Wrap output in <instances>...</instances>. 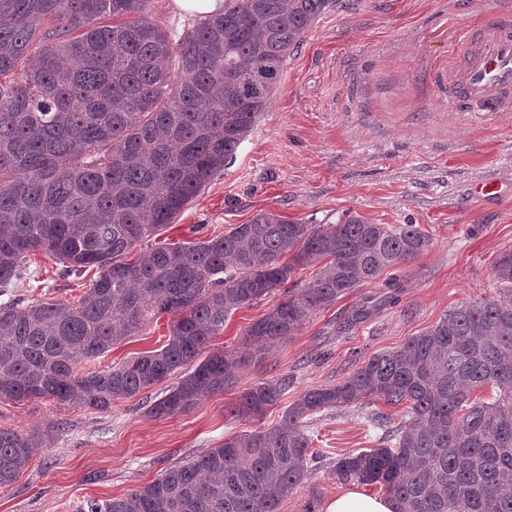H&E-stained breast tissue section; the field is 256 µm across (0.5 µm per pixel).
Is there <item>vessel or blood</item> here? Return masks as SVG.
I'll return each mask as SVG.
<instances>
[{
    "instance_id": "1",
    "label": "vessel or blood",
    "mask_w": 512,
    "mask_h": 512,
    "mask_svg": "<svg viewBox=\"0 0 512 512\" xmlns=\"http://www.w3.org/2000/svg\"><path fill=\"white\" fill-rule=\"evenodd\" d=\"M456 43L467 62L438 75L448 88L449 109L482 122L512 110V17L502 16L475 31L460 30Z\"/></svg>"
}]
</instances>
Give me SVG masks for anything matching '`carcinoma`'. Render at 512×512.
<instances>
[{
    "mask_svg": "<svg viewBox=\"0 0 512 512\" xmlns=\"http://www.w3.org/2000/svg\"><path fill=\"white\" fill-rule=\"evenodd\" d=\"M151 0H0V288L36 252L78 278L77 304H0V402L99 411L173 377L147 408L190 411L237 378L241 360L208 350L236 310L317 266L295 293L245 330L290 337L313 313L365 285L336 321L353 330L401 300L400 268L431 238L414 224L349 217L306 224L257 214L222 234L132 256L224 170L265 111L288 61L334 0H224L177 40L148 17ZM512 284V249L494 263ZM165 344L80 373L152 319ZM292 378L247 387L230 408L254 418ZM489 385L492 403L472 398ZM379 398L408 419L371 416L377 447L336 459L340 483L380 486L397 512H512V290L460 305L402 347L370 357L335 384L305 390L266 429L231 436L121 498L79 512H280L319 458L307 418ZM51 432L0 427V488L14 484Z\"/></svg>",
    "mask_w": 512,
    "mask_h": 512,
    "instance_id": "cac0c4a2",
    "label": "carcinoma"
}]
</instances>
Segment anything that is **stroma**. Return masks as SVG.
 <instances>
[{
	"mask_svg": "<svg viewBox=\"0 0 512 512\" xmlns=\"http://www.w3.org/2000/svg\"><path fill=\"white\" fill-rule=\"evenodd\" d=\"M502 13L512 14V0H336L289 57L266 111L224 172L155 238L190 242L264 211L311 224L350 215L414 224L431 245L406 265L398 306L338 334L337 315L366 295L362 287L271 345L249 341L245 331L274 298L240 308L211 343L243 360L236 383L173 418L146 414L163 391L159 385L106 412L1 402L0 426L56 432L53 447L0 488V512H76L89 500L125 496L224 438L275 425L306 389L338 382L371 356L402 347L455 307L502 297L506 287L493 263L512 248V110L473 121L449 111L435 80L438 68L464 59L456 31ZM83 285L39 252L0 303H73ZM169 322L166 316L151 321L95 367L160 348ZM283 375L292 377V388L262 416L228 414L246 387ZM377 412L393 413L399 423L406 408L378 399L363 416L346 410L316 416L307 431L322 460L309 487L288 495L281 512H302L313 490L323 503L335 495L332 466L371 447L366 416Z\"/></svg>",
	"mask_w": 512,
	"mask_h": 512,
	"instance_id": "1",
	"label": "stroma"
}]
</instances>
